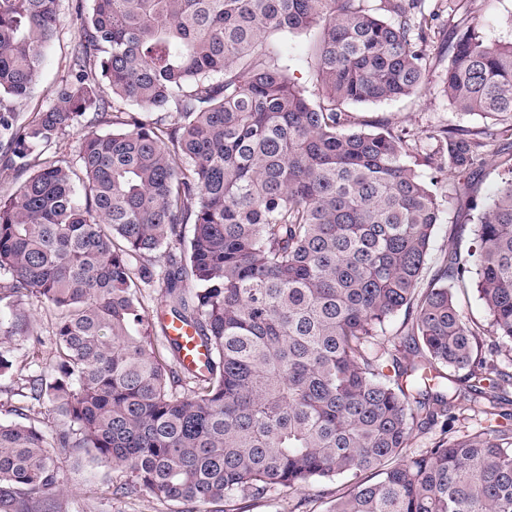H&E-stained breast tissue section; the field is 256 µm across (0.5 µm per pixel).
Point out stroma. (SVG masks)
I'll return each instance as SVG.
<instances>
[{"mask_svg":"<svg viewBox=\"0 0 512 512\" xmlns=\"http://www.w3.org/2000/svg\"><path fill=\"white\" fill-rule=\"evenodd\" d=\"M457 11L454 17H440V24L448 20L458 22L479 18L485 34L492 39H512V0H454ZM82 24L73 0H60L58 35L47 51L41 75L31 97L20 104L23 112H33L52 102L58 84L64 74L66 60L73 40ZM316 38L315 32H277L270 36L271 46L278 50V62L289 76L305 89L309 98H316L318 85L314 77L313 61L309 48ZM426 51L430 58V69L426 82L431 89L424 98H405L395 102L360 103L352 111L359 122L372 124L378 121L391 123L428 135L444 125L466 128L483 126L482 117L456 111L440 92L441 79L448 64V53L440 43H432ZM427 182L442 204L441 222L437 224L427 262L422 273L423 283L439 278L451 250L467 252L475 238V218L482 205L495 192L506 168L494 164L486 165L472 174L465 188H457L456 177L447 170L435 166L421 169ZM54 312L45 305H34L27 332L20 336H1L0 353L12 360L14 372L0 376V421L15 418V407L23 400L18 396L19 374L52 377L51 328ZM483 416L473 411H454L447 428H434L429 433L418 434L412 440L411 453H420L431 447L443 435L459 436L485 427ZM59 465L64 478L65 490L73 503V512H179L177 504L156 500L139 492L116 493V486L124 483L126 473L98 463L91 457L78 459L60 458Z\"/></svg>","mask_w":512,"mask_h":512,"instance_id":"stroma-1","label":"stroma"}]
</instances>
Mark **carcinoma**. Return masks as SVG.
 I'll use <instances>...</instances> for the list:
<instances>
[{
  "mask_svg": "<svg viewBox=\"0 0 512 512\" xmlns=\"http://www.w3.org/2000/svg\"><path fill=\"white\" fill-rule=\"evenodd\" d=\"M92 2L55 98L25 119L59 0H0V154L24 178L0 194V334L25 332L36 303L55 311L54 377L27 376L19 396L61 420L42 429L19 407L0 421V512H69L60 453L181 512L366 472L329 512H512V373L450 287L474 281L512 342V162L475 251L449 252L426 288L442 209L417 171L492 160L512 131V42L452 25L441 92L488 123L439 128L428 148L387 122L356 129L350 111L428 95L442 10L425 0ZM313 28L315 101L266 46ZM70 135L67 158L53 147ZM148 290L193 330L202 366L163 322L171 358L156 352ZM475 406L485 429L409 452Z\"/></svg>",
  "mask_w": 512,
  "mask_h": 512,
  "instance_id": "cac0c4a2",
  "label": "carcinoma"
}]
</instances>
